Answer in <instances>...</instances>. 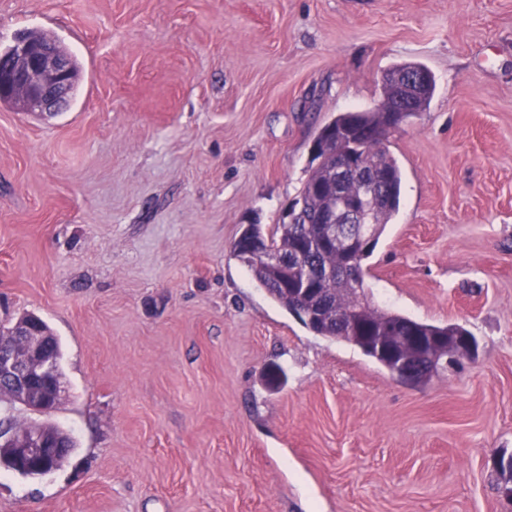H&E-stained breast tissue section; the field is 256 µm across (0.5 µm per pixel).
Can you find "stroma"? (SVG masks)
<instances>
[{"label": "stroma", "instance_id": "1", "mask_svg": "<svg viewBox=\"0 0 512 512\" xmlns=\"http://www.w3.org/2000/svg\"><path fill=\"white\" fill-rule=\"evenodd\" d=\"M30 31L80 77L53 116L0 103V322L49 325L67 390L0 417L76 450L0 468V512H512L491 464L512 454V0H0V50ZM403 61L436 88L389 136L401 203L366 290L477 341L425 384L314 334L232 253Z\"/></svg>", "mask_w": 512, "mask_h": 512}]
</instances>
